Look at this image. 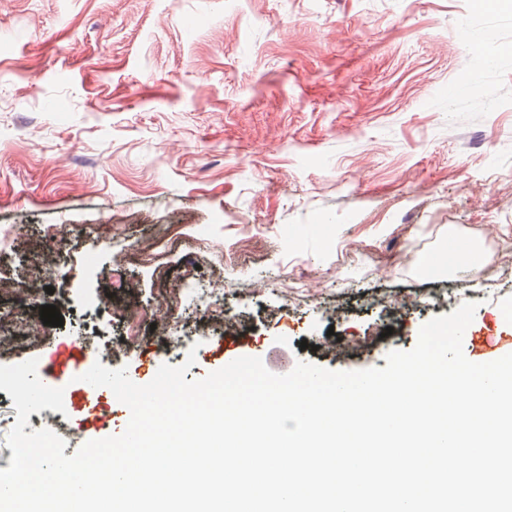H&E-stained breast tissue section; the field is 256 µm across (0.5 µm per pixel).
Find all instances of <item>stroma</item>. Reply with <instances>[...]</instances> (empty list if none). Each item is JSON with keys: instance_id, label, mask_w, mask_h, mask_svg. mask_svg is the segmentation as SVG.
<instances>
[{"instance_id": "obj_1", "label": "stroma", "mask_w": 512, "mask_h": 512, "mask_svg": "<svg viewBox=\"0 0 512 512\" xmlns=\"http://www.w3.org/2000/svg\"><path fill=\"white\" fill-rule=\"evenodd\" d=\"M0 238V365L68 357L28 417L68 457L126 419L73 375L148 383L146 340L191 380L382 368L474 301L465 356L512 353V0H0Z\"/></svg>"}]
</instances>
